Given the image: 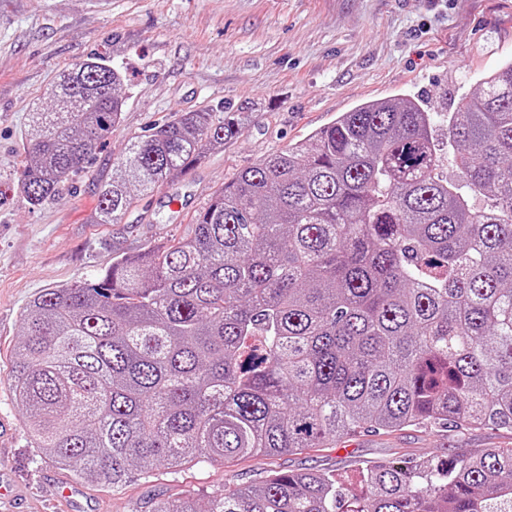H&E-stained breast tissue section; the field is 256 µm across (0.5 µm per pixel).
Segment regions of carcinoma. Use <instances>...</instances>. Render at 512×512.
I'll list each match as a JSON object with an SVG mask.
<instances>
[{"instance_id":"carcinoma-1","label":"carcinoma","mask_w":512,"mask_h":512,"mask_svg":"<svg viewBox=\"0 0 512 512\" xmlns=\"http://www.w3.org/2000/svg\"><path fill=\"white\" fill-rule=\"evenodd\" d=\"M121 83L90 57L52 89L56 110L33 113L18 175L31 206L87 172ZM245 122L181 112L131 142L95 178L91 223H120L134 192L175 184ZM8 377L36 447L92 486L362 429L512 432V61L451 113L360 104L225 182L186 235L43 290ZM153 512H512V447L274 472Z\"/></svg>"}]
</instances>
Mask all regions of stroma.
Here are the masks:
<instances>
[{"label": "stroma", "mask_w": 512, "mask_h": 512, "mask_svg": "<svg viewBox=\"0 0 512 512\" xmlns=\"http://www.w3.org/2000/svg\"><path fill=\"white\" fill-rule=\"evenodd\" d=\"M0 0V463L15 512H56L60 469L34 448L8 381L26 305L47 288L101 274L116 255L180 238L238 171L305 139L357 105L426 95L455 107L512 58V0ZM100 55L126 99L112 136L64 199L31 207L18 182L32 112L74 63ZM248 108L241 134L175 184L137 196L118 224H94V176L113 154L180 112ZM178 195L170 210L169 195ZM512 447L492 428L363 431L328 448L198 464L151 483L82 486L91 512H151L154 499L218 493L274 471L353 474L416 459Z\"/></svg>", "instance_id": "1"}]
</instances>
